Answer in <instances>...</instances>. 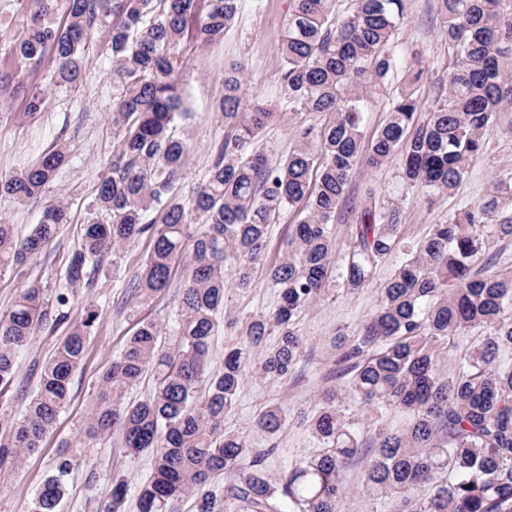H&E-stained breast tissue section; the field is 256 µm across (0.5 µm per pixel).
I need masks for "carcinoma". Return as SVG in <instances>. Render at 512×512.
Here are the masks:
<instances>
[{
    "label": "carcinoma",
    "instance_id": "obj_1",
    "mask_svg": "<svg viewBox=\"0 0 512 512\" xmlns=\"http://www.w3.org/2000/svg\"><path fill=\"white\" fill-rule=\"evenodd\" d=\"M20 6L30 9L29 18L11 55L21 66L52 55L50 85L65 91L83 81L96 25L109 24L105 50L118 141L55 288L30 279L0 313V472L41 448L69 402L100 318L91 305L72 316V298L97 287L106 257L145 236L151 250L128 293L134 306H144L181 272L168 340H161L157 322L137 320L102 377L82 433L64 444L78 448L116 433L128 453H152L153 471L137 488L138 512H175L184 498L195 512H341L342 471L360 455L368 456L362 493L393 497L397 512H512V365L497 361L501 350L512 349V269L491 270L487 256L490 240L512 237V169L479 202L433 225L380 289L374 314L344 351L350 378L322 394L309 420L317 453L274 479L264 453L224 432V416L250 373L277 382L295 370L304 347L296 318L324 296L332 277L362 288L399 248L402 211L379 205L369 189L350 241L336 256L334 224L353 171L398 156L400 182L436 197L451 194L486 152L484 130L512 112V0H438L454 61L447 95L425 107L427 71L418 61L403 64L396 39L410 0H291L280 70L288 111L244 95L242 64L225 69L218 103L224 139L211 146L209 167L187 195L180 183L195 145L186 124L183 44L223 39L246 0H20ZM399 70L402 82L385 104L386 118L368 139V99ZM16 95L25 103L20 119L44 106L41 86L0 81L1 100ZM284 117L294 146L273 164L262 133ZM69 157L64 142L53 143L22 172L1 178L0 193L38 201ZM285 213L296 216L293 233L266 269L279 304L259 315L231 312L224 303L226 265L247 287L264 260L270 226ZM69 219V203L58 195L24 237L0 221V274L26 275ZM475 327L485 329L483 339L464 366L446 372L455 338ZM221 328L239 341L217 372L210 366L212 339ZM59 330L63 336L36 388L19 411L3 407L15 385L17 352ZM272 334L278 343L268 349ZM146 373L153 393L127 401ZM348 403L393 407L408 422L378 431L366 448L346 414ZM287 424L278 406L255 419L271 437ZM82 463L76 453L59 454L29 512H57L68 477ZM221 475L228 477L222 486ZM127 494L126 482L114 479L96 512H124Z\"/></svg>",
    "mask_w": 512,
    "mask_h": 512
}]
</instances>
